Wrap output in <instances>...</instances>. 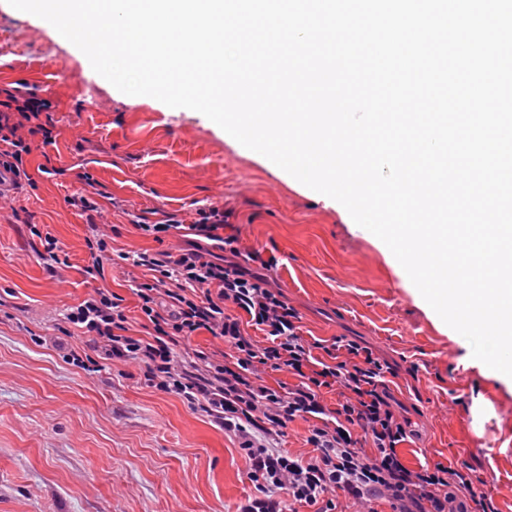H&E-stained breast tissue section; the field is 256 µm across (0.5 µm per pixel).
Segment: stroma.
Masks as SVG:
<instances>
[{
	"label": "stroma",
	"instance_id": "35a3bbf8",
	"mask_svg": "<svg viewBox=\"0 0 512 512\" xmlns=\"http://www.w3.org/2000/svg\"><path fill=\"white\" fill-rule=\"evenodd\" d=\"M17 81L50 100L60 136L0 204V512H237L255 493L235 437L146 387L136 364L90 372L49 344L94 288L81 273L87 218L65 201L80 171L112 199L117 250L154 248L137 217L223 208L241 250L278 259L272 282L304 335L356 337L399 367L405 464L469 463L512 512V384L475 363L380 239L203 114L121 93L54 27L0 0V86ZM31 224L64 243L69 267L47 273Z\"/></svg>",
	"mask_w": 512,
	"mask_h": 512
}]
</instances>
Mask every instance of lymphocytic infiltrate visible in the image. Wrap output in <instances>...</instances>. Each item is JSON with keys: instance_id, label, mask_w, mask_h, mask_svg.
Returning <instances> with one entry per match:
<instances>
[{"instance_id": "obj_1", "label": "lymphocytic infiltrate", "mask_w": 512, "mask_h": 512, "mask_svg": "<svg viewBox=\"0 0 512 512\" xmlns=\"http://www.w3.org/2000/svg\"><path fill=\"white\" fill-rule=\"evenodd\" d=\"M50 107L22 86L0 87V168L14 186L29 180L25 158L34 147L56 142ZM78 179L82 191L65 201L87 216L96 254L83 273L95 280L112 249L103 209L90 192L95 181L86 172ZM136 228L159 245L120 255L135 270L129 287L144 335L132 334L123 296L98 288L64 315L82 338L66 357L84 369L136 362L146 386L186 401L233 434L258 491L237 512H338L342 497L381 500L391 512H498L487 481L469 464L414 469L402 461L398 448L411 429L388 385L396 367L357 339L305 338L297 309L265 276L276 257L241 251L238 236L224 232L222 209L198 208L189 221L175 213L143 217ZM174 234L182 246L165 247ZM249 325L263 331V340L246 333ZM203 332L221 339L223 349L189 348ZM269 371L292 380L266 383ZM329 393L335 405L326 404ZM298 420L308 424L305 455L280 446Z\"/></svg>"}]
</instances>
